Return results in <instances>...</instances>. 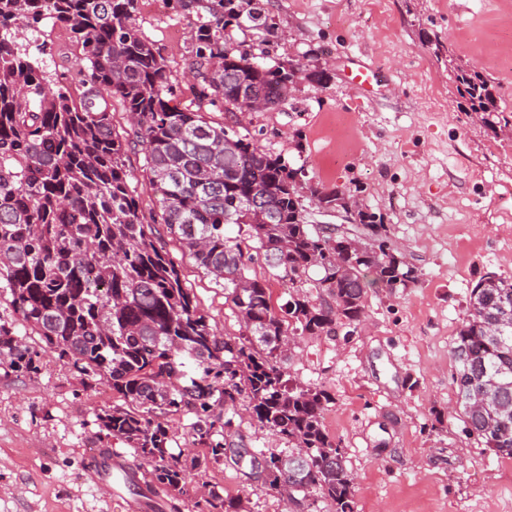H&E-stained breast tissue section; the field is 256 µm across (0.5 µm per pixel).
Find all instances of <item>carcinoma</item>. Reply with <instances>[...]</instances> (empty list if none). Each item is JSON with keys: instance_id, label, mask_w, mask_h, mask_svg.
<instances>
[{"instance_id": "cac0c4a2", "label": "carcinoma", "mask_w": 512, "mask_h": 512, "mask_svg": "<svg viewBox=\"0 0 512 512\" xmlns=\"http://www.w3.org/2000/svg\"><path fill=\"white\" fill-rule=\"evenodd\" d=\"M138 0H0V297L11 319L0 322V359L36 374L37 335L85 379L106 383L123 399L97 414L98 426L144 457L153 483L175 496L208 463L230 460L251 481L288 490L299 509L314 495L335 512H354L352 475L329 439L330 394L287 378L282 336H322L358 324L368 289L393 292L418 278L397 250L384 217L360 205L348 234L312 224L294 167L250 136L214 122L202 106L235 114L246 100L271 105L295 85H323L327 69L268 66L264 52L229 45L227 30L275 24L260 0H169L193 10L189 74L195 110L179 107L168 66L136 22ZM51 18L70 32L76 52L66 70L47 71L20 42ZM470 111L492 130L512 126L492 84L478 71L456 75ZM119 101L129 128L116 129ZM144 151L158 210L133 196L124 157ZM265 207L250 205V196ZM352 195L316 186L309 201L334 211ZM167 225L182 248L223 285L243 328L219 333L178 266L158 245ZM264 266L288 283L275 309ZM457 404L471 433L512 457V281L483 277L470 291L454 340ZM253 425L285 440L258 451L267 475L253 471V452L239 431L237 405ZM183 414L206 452L169 447L164 419ZM209 512H247L239 497L215 492Z\"/></svg>"}]
</instances>
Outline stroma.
I'll use <instances>...</instances> for the list:
<instances>
[{"instance_id": "stroma-1", "label": "stroma", "mask_w": 512, "mask_h": 512, "mask_svg": "<svg viewBox=\"0 0 512 512\" xmlns=\"http://www.w3.org/2000/svg\"><path fill=\"white\" fill-rule=\"evenodd\" d=\"M277 27L268 64L308 54L328 63L323 86L301 83L285 110L256 113L259 144L283 152L306 177L359 195L418 267V282L368 293L363 324L306 336L291 379L326 390L330 440L352 473L355 512H512V457L468 434L457 407L453 341L472 287L512 279V135L488 129L457 90L458 69L479 71L512 111V0H262ZM144 37L167 63L178 100L195 14L139 0ZM381 71L372 93L349 77L352 59ZM303 132L304 153L293 149ZM185 287L209 320L236 336L224 290L158 225ZM40 371L0 362V512H119L91 477V447L122 453L137 494L154 490L134 449L100 433L97 414L119 404L31 338ZM190 495L160 492L150 512H197L215 491L251 512H288L277 491L210 465Z\"/></svg>"}]
</instances>
